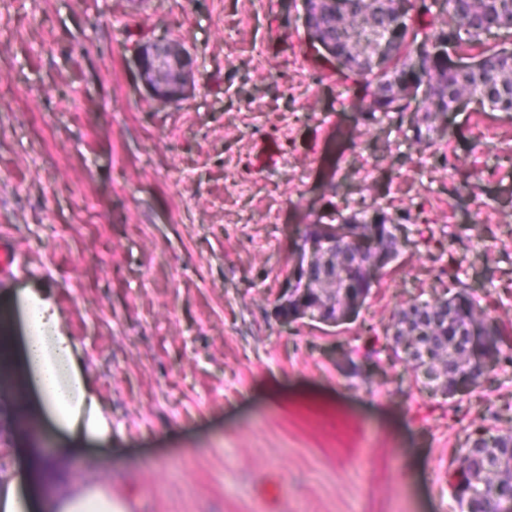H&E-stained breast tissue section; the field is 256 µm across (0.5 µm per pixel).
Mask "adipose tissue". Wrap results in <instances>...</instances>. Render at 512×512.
I'll use <instances>...</instances> for the list:
<instances>
[{"label": "adipose tissue", "mask_w": 512, "mask_h": 512, "mask_svg": "<svg viewBox=\"0 0 512 512\" xmlns=\"http://www.w3.org/2000/svg\"><path fill=\"white\" fill-rule=\"evenodd\" d=\"M16 314L25 327L22 341L14 343L6 335L0 337V347L15 351L12 368L25 378L26 385L0 389V395L12 403L21 390L37 393V407L28 412L22 436H33L50 426L75 439L107 437L110 427L101 402L80 367L78 348L60 330L50 297L42 290L24 289L17 297ZM27 457L25 478L0 477V512H129L126 500L113 496L96 478L67 479V450H60L49 462L35 448L28 449ZM47 472L54 476L55 490L44 498L37 482Z\"/></svg>", "instance_id": "adipose-tissue-1"}]
</instances>
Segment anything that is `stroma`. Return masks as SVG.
<instances>
[{"label":"stroma","instance_id":"obj_1","mask_svg":"<svg viewBox=\"0 0 512 512\" xmlns=\"http://www.w3.org/2000/svg\"><path fill=\"white\" fill-rule=\"evenodd\" d=\"M161 37L190 58L168 104L137 66ZM364 86L304 0H0V228L23 261L0 311L50 291L112 422L108 440L44 429L46 459L71 448L72 477L129 512H459L462 448L512 432V147L478 132L512 113L471 102L422 151L409 123L364 119ZM372 202L410 219L357 318L280 317L306 226ZM462 288L503 358L434 395L386 336L406 302ZM16 427L0 469L20 475Z\"/></svg>","mask_w":512,"mask_h":512}]
</instances>
